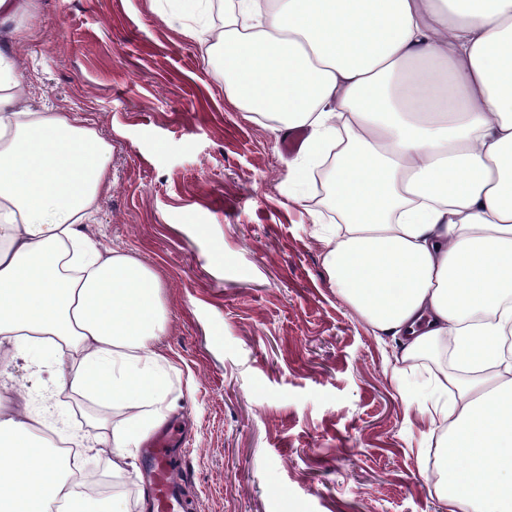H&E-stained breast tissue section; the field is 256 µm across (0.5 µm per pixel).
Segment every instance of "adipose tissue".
Here are the masks:
<instances>
[{"mask_svg":"<svg viewBox=\"0 0 512 512\" xmlns=\"http://www.w3.org/2000/svg\"><path fill=\"white\" fill-rule=\"evenodd\" d=\"M35 0H0V342L72 357L61 383L121 410L113 470L163 424L169 357L157 275L84 231L112 146L84 119L31 111L13 47ZM205 59L278 133L306 130L294 197L333 150L330 285L396 363L452 337L457 369L411 383L442 432L448 512H512V0H227ZM38 417L0 420V512H122L64 478Z\"/></svg>","mask_w":512,"mask_h":512,"instance_id":"ef3b65f1","label":"adipose tissue"}]
</instances>
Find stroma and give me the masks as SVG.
<instances>
[{
	"mask_svg": "<svg viewBox=\"0 0 512 512\" xmlns=\"http://www.w3.org/2000/svg\"><path fill=\"white\" fill-rule=\"evenodd\" d=\"M14 49L33 110L87 120L112 144V188L87 234L161 283L157 351L177 408L162 425L190 512H448L437 434L374 336L328 282L314 191L293 201L292 152L224 96L219 64L155 0H37ZM0 414L44 413L67 441L120 411L81 399L50 359L0 345ZM135 455L86 454L126 512H154Z\"/></svg>",
	"mask_w": 512,
	"mask_h": 512,
	"instance_id": "35a3bbf8",
	"label": "stroma"
}]
</instances>
